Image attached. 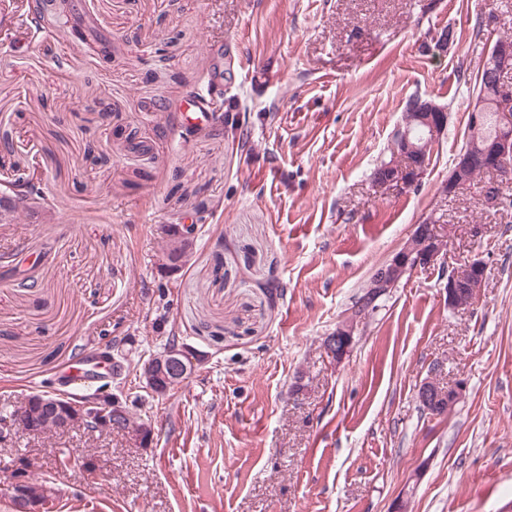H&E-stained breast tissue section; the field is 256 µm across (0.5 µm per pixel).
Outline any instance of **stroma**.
I'll return each instance as SVG.
<instances>
[{"label": "stroma", "mask_w": 512, "mask_h": 512, "mask_svg": "<svg viewBox=\"0 0 512 512\" xmlns=\"http://www.w3.org/2000/svg\"><path fill=\"white\" fill-rule=\"evenodd\" d=\"M35 4L0 0V197L35 173L44 195L0 222V412L117 336L131 394L168 336L203 361L136 408L148 447H0V512L20 456L54 512H512V208L441 193L512 0H66L46 27ZM218 87L226 122L184 127L188 92ZM417 94L447 129L417 185L379 191ZM426 218L444 266L404 276L333 363L324 337ZM181 224L199 230L168 270ZM475 259L476 302L451 310ZM436 363L465 385L444 416L417 400ZM63 442L98 473L58 469ZM473 270L483 271L486 273V267L483 262L469 261L465 266L457 267L454 272L448 275V280L445 285L446 301L448 307L456 310H464L471 307L475 298L472 297L468 288L477 293V289L481 288L482 283L485 281L483 274H474L467 286L468 279ZM467 287V288H466Z\"/></svg>", "instance_id": "stroma-1"}]
</instances>
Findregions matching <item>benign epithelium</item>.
Wrapping results in <instances>:
<instances>
[{
	"label": "benign epithelium",
	"mask_w": 512,
	"mask_h": 512,
	"mask_svg": "<svg viewBox=\"0 0 512 512\" xmlns=\"http://www.w3.org/2000/svg\"><path fill=\"white\" fill-rule=\"evenodd\" d=\"M487 81L512 71V40L500 39L487 51L484 59ZM493 94L486 98L477 97L469 111V127L474 132L484 126L486 113H496L498 132L490 139L473 141L474 152L457 154L453 164V174L442 187V194L451 197L461 191L472 177L473 155L477 154L486 162L487 169L496 175L491 185L483 192V202L487 206H498L501 200L499 192L500 178L507 175L506 161L512 157V86L509 84H493ZM412 118L409 122L397 127L393 140L397 147L393 148L392 159L385 166V173L375 181L381 190H405L418 183L425 175L430 160L421 146V141L412 138L415 127L425 130L427 138L438 141L448 124V113L445 107L431 99L416 98L409 105ZM443 240L436 234L431 224H419L392 259L378 268L370 281L372 293H384L398 282L406 272L416 269H429L445 259ZM486 271L483 262L470 261L456 268L448 275L445 285L448 307L464 310L471 307L475 298L472 297L467 283L472 271ZM358 321L346 316L329 336L325 337L324 350L336 362H341L353 344V335ZM202 360V354L190 346H170L161 355L147 365L145 377H157L166 383L175 384L186 380ZM463 383L448 389L442 388L433 379L422 383L418 389V400L427 413L437 415L456 404L464 397ZM69 413L74 418L66 420L63 428L92 427V433L110 435L121 431L135 443H140L142 429L127 419L125 400L107 389H99L85 396L78 405L73 406ZM38 434L34 427L30 412L21 407L12 413L0 416V446L10 445L20 435L29 437ZM57 464L63 468L80 467L91 473L98 471L94 459L87 456L77 457L74 448L57 447L51 449ZM9 491L12 494L17 512H48L51 496L46 494L35 498L30 491L33 476L31 463L27 459H17L10 467Z\"/></svg>",
	"instance_id": "benign-epithelium-1"
}]
</instances>
